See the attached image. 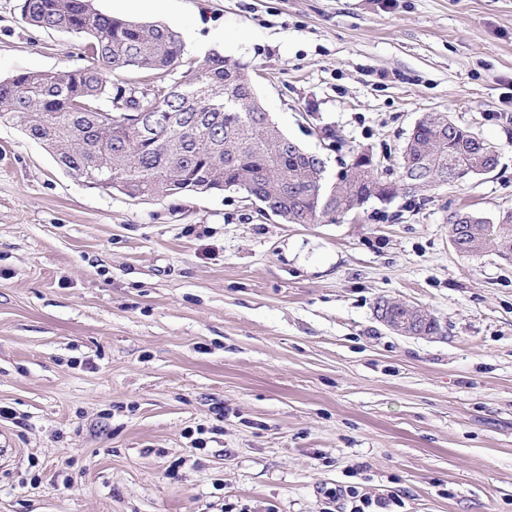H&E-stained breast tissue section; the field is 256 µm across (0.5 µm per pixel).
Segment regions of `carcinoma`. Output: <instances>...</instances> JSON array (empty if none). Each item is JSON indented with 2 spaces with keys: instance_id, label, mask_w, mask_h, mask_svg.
<instances>
[{
  "instance_id": "carcinoma-1",
  "label": "carcinoma",
  "mask_w": 512,
  "mask_h": 512,
  "mask_svg": "<svg viewBox=\"0 0 512 512\" xmlns=\"http://www.w3.org/2000/svg\"><path fill=\"white\" fill-rule=\"evenodd\" d=\"M21 17L89 36L81 67L0 80V122L19 124L81 182L131 200L243 189L286 224L334 223L375 191L396 193L360 162L362 151L329 174L321 156L272 121L244 77L246 65L219 51L183 60V38L168 25L115 18L92 0H22ZM130 69L155 77L137 85L106 77ZM497 155V146L448 113L429 112L403 147L402 179L416 191L448 174L450 162L465 178L484 175ZM448 224L463 255H512V214L490 222L461 211Z\"/></svg>"
}]
</instances>
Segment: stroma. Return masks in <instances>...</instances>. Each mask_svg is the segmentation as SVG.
I'll use <instances>...</instances> for the list:
<instances>
[{
	"label": "stroma",
	"instance_id": "stroma-1",
	"mask_svg": "<svg viewBox=\"0 0 512 512\" xmlns=\"http://www.w3.org/2000/svg\"><path fill=\"white\" fill-rule=\"evenodd\" d=\"M0 0V80L82 66L84 36ZM246 64L279 128L338 172L398 181L442 111L500 149L486 175L335 224L241 190L133 201L0 122V512H512V258L451 213L512 212V0H93ZM335 128L339 145L318 131ZM423 308L401 335L379 298ZM474 212L460 211L448 218L449 233L456 250L477 256L487 249H494L502 256L512 255V214L499 222L476 217ZM329 498L332 499V502L338 500L342 497L343 501L346 500V498L350 499L351 503V509L349 512H394L391 510H369L373 507H377L380 509H388L391 505H397V498L394 495H390L388 497H379V498H369V497H362L359 498V492L357 491L356 487L349 486L347 489H336L335 491H332L329 494ZM368 509V510H367Z\"/></svg>",
	"mask_w": 512,
	"mask_h": 512
}]
</instances>
